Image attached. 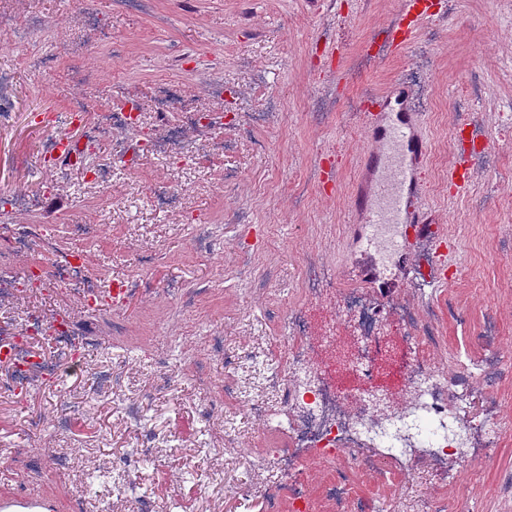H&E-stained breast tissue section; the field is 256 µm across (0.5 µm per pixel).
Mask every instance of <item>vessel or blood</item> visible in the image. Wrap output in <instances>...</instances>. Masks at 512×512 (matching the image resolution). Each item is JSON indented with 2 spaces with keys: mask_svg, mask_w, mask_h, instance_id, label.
Segmentation results:
<instances>
[{
  "mask_svg": "<svg viewBox=\"0 0 512 512\" xmlns=\"http://www.w3.org/2000/svg\"><path fill=\"white\" fill-rule=\"evenodd\" d=\"M430 16L422 0H401L400 15L388 35L394 53L412 41L418 26ZM412 91L397 79L384 95L363 108L362 167L370 176L367 187L355 191L350 209L361 219L355 233L366 243H378L406 267H413L412 244H429L437 268L436 281L447 279L446 240L433 224L423 201L421 166L426 154L422 113L411 105ZM0 512H53L49 501L17 495L0 500Z\"/></svg>",
  "mask_w": 512,
  "mask_h": 512,
  "instance_id": "obj_1",
  "label": "vessel or blood"
}]
</instances>
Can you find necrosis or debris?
Segmentation results:
<instances>
[{
	"label": "necrosis or debris",
	"mask_w": 512,
	"mask_h": 512,
	"mask_svg": "<svg viewBox=\"0 0 512 512\" xmlns=\"http://www.w3.org/2000/svg\"><path fill=\"white\" fill-rule=\"evenodd\" d=\"M157 110L164 122L163 132L145 126L135 102L120 108L101 105L87 116L86 103L71 102L67 115L71 125L81 127L74 160L56 157L46 147L45 158L52 169L88 167L92 183L105 190L112 185V171L136 168L139 161L154 156L181 167L193 164L197 153L187 144L188 134L208 128L215 117L182 106L176 91L163 85ZM119 140L112 158L96 157L101 137ZM35 198L21 194L0 195V241L15 254L47 247L43 259L30 263L23 279L0 275V294L25 288L62 287L86 277L89 259L85 253L53 244L47 225L38 221H11V214L37 213ZM428 258H420L418 272L406 293L374 300L357 290L336 295L334 271L310 262L305 266L304 290L311 301L339 298L340 307L356 331L357 343L346 349L339 345L334 327L314 328L302 311H289L280 323L285 359L269 376V387L280 389L285 402L281 427L288 445L275 448L259 462L258 471L276 470L283 478L280 487L267 492L263 512H278L280 498H287L291 512H313L314 503L302 479L306 465L326 467L327 499L337 512H381L377 502L352 498L344 472L362 468L371 478H383L396 469L401 487L420 478L434 486L448 480L449 467L477 471L483 455L494 450L507 431L512 430V408L492 391V380L503 364L494 346L495 318L483 326L486 343L478 363L464 365L456 375L435 360L434 333L419 315V303L430 284ZM44 331L42 320L0 336V347L14 351L12 380L0 382V394L12 395L34 378L56 373L52 363L38 353L36 344ZM398 367V390L378 396L374 380L389 367ZM361 378L362 388L340 385L338 376Z\"/></svg>",
	"instance_id": "obj_1"
}]
</instances>
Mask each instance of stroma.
<instances>
[{"mask_svg": "<svg viewBox=\"0 0 512 512\" xmlns=\"http://www.w3.org/2000/svg\"><path fill=\"white\" fill-rule=\"evenodd\" d=\"M434 15L399 56L385 49L398 0H5V12L23 20L20 43L0 36V71H7L13 100L10 124L0 127V191L42 201L41 221L55 238L91 252L87 281L52 294L27 290L0 298V326L20 325L26 314L69 320L86 340L85 369L71 363L46 330L42 353L54 362L55 382L24 386L0 400V498L30 493L51 499L54 512H141L135 499L117 496L126 480L119 461L140 447L143 432L155 437L152 458L137 480L153 498L154 512H244L234 492L257 477L256 465L286 436L274 421L251 414L254 401L281 410L282 395L268 388L265 369L277 366V323L288 310L307 305L302 287L307 261L331 267L337 291L365 288L360 268L372 265L380 279L406 288L397 260L374 264L359 251L349 230L348 198L363 173L361 110L396 78L413 87V103L425 115L427 151L422 169L425 199L434 223L459 245L460 273L432 288L422 316L437 338L443 363L477 360L479 334L488 314L500 324L497 349L506 361L495 390L512 407V0H434ZM112 25L95 31V17ZM52 64L34 69L29 57ZM91 72L95 85L72 77ZM178 84L185 105L224 107L232 121L198 135L192 169L144 163L138 175L112 178V202L88 192L81 169H46L44 151L54 128L63 126L72 99L85 98L89 112L101 103L132 96L148 124L158 86ZM228 90L222 100L213 86ZM49 114L52 126H28L29 113ZM460 123L476 125L495 150L475 165L468 191L454 195L448 165L461 147ZM220 142L223 152L207 151ZM85 192L75 212L72 191ZM179 191L177 203L160 209L155 195ZM100 223L91 240L72 235V215ZM222 227L223 254L201 256L193 236L197 223ZM264 227L268 247L238 250L237 227ZM156 261L139 269V254ZM139 271L144 287L121 307L83 304L88 280L108 286ZM200 289L194 305L182 293ZM224 338V354L210 356L211 334ZM214 394L224 384L234 394L224 412L201 416L198 371ZM119 377L101 391L103 374ZM69 407L59 410L60 400ZM138 423H130L126 406ZM59 415L58 435L40 424ZM232 428L237 457L216 460L210 452ZM53 439L69 467L44 455ZM481 481L454 470L444 494L469 491L473 512H512V435L480 463ZM50 473L49 482L34 477ZM94 494H87L86 482ZM351 494L372 498L397 512V480L346 474Z\"/></svg>", "mask_w": 512, "mask_h": 512, "instance_id": "35a3bbf8", "label": "stroma"}]
</instances>
